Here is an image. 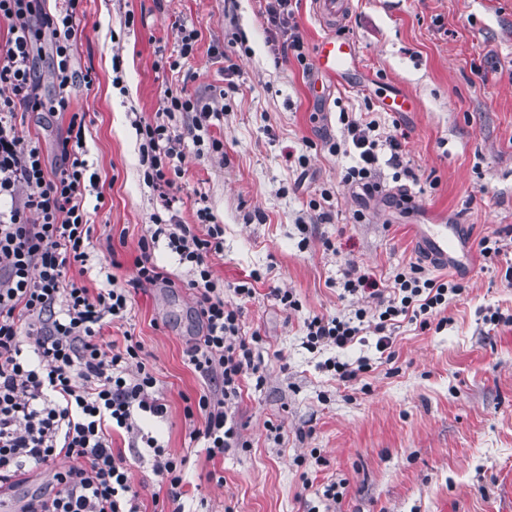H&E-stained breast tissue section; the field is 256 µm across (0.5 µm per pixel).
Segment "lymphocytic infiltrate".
Returning a JSON list of instances; mask_svg holds the SVG:
<instances>
[{
    "label": "lymphocytic infiltrate",
    "mask_w": 512,
    "mask_h": 512,
    "mask_svg": "<svg viewBox=\"0 0 512 512\" xmlns=\"http://www.w3.org/2000/svg\"><path fill=\"white\" fill-rule=\"evenodd\" d=\"M42 0H0V20L10 23V36L0 45V487L24 472L68 459L56 471L50 492L32 496L25 512H143L140 494L131 478V465L112 449V436L125 432L131 445L145 451L152 470L171 488L182 486L188 460L169 454L142 425L164 418L167 412L157 379L142 357V346L132 334L123 345L104 341L105 326L126 316L131 289L162 280L152 260L158 243H166L179 264L187 267L188 288L197 298L202 334L185 351L188 363L201 376L214 380L212 389L185 397L184 417L203 418L191 440L203 441L208 458L226 448L246 447L239 429L228 416L241 395L245 377L263 382L255 359L259 334L243 335L239 307L225 302L224 290L210 263L224 251V229L215 224L208 207L196 211L205 234L192 225L154 216V227L141 237L132 260L129 287L90 291L69 275L84 266L93 228L85 209L90 174L85 158V116L72 113L66 137L59 146L57 169H49L39 147L25 142L18 126V106L33 111L66 109L70 97L93 84L90 75H76L71 66L75 28L84 16L83 0H66L62 16L41 9ZM292 0H265L271 26L282 34L281 48L299 65L307 55L300 37L290 30ZM50 40L56 94L44 100L33 67V47ZM178 112L192 113L193 142H208L211 153L224 152V142L204 138L215 111L205 98L186 91L165 90L158 118L136 125L141 145L145 182L162 197L166 209L176 202L170 190L172 172L183 157L180 137L170 132L167 120ZM342 142L330 151L352 148L358 155L346 178L365 193L378 192L375 172L382 150L397 176L416 180L404 157L401 141L379 137L376 120L339 115ZM349 294H369L374 314L365 309L353 317H313L306 323L310 349L351 345L372 318L378 350L388 349L400 317L428 328L436 309L460 283L430 276L418 263L397 272L390 285L380 286L354 268L344 272ZM34 342L26 356L24 339Z\"/></svg>",
    "instance_id": "lymphocytic-infiltrate-1"
}]
</instances>
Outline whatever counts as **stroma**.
<instances>
[{
  "label": "stroma",
  "instance_id": "stroma-1",
  "mask_svg": "<svg viewBox=\"0 0 512 512\" xmlns=\"http://www.w3.org/2000/svg\"><path fill=\"white\" fill-rule=\"evenodd\" d=\"M84 7L72 63L91 74V89L74 94L65 113L19 112L25 139L51 168L69 112L86 115L87 160L98 180L86 199L87 271L76 282L96 289L131 278L138 241L162 210L143 181L133 122L154 120L165 89L182 86L214 97L221 113L211 132L224 155L197 150L190 114H175L170 130L184 140L175 213L179 223H195L203 201L223 225L214 271L225 301L241 307L244 332L261 336L265 380L245 379L232 407L249 445L208 459L183 413L184 396L210 387L184 356L202 332L195 294L167 286L188 274L166 246L156 247L164 280L133 290L123 328L103 331L118 340L128 329L141 342L167 405L144 429L189 459L186 482L173 491L137 463L127 437L114 436L147 512L159 502L166 512H512V281L504 278L512 241L491 261L477 250L481 238L512 226V0H351L330 30L316 0H298L292 22L307 56L329 32L356 41L362 72L351 89L275 51L262 0ZM183 27L197 31L196 51L173 71ZM227 54L236 65L229 76ZM397 89L412 111L387 110ZM343 112L371 116L381 136L402 142L419 177L403 186L413 210L397 205L401 186L387 165L378 168L375 197L345 183L353 155L322 146L327 137L342 140ZM324 192L330 216L319 222L310 203ZM435 223L459 225L468 251L446 273L464 289L435 313L440 328L402 322L387 355L369 331L345 349L305 348L308 318L368 308L364 295L342 288L347 265L390 283L423 259L417 225ZM254 270L262 276L255 297L238 300L234 286ZM280 288L296 295L298 309L283 308ZM329 359L370 368L342 383L325 368ZM330 484L337 498L326 496Z\"/></svg>",
  "mask_w": 512,
  "mask_h": 512
}]
</instances>
